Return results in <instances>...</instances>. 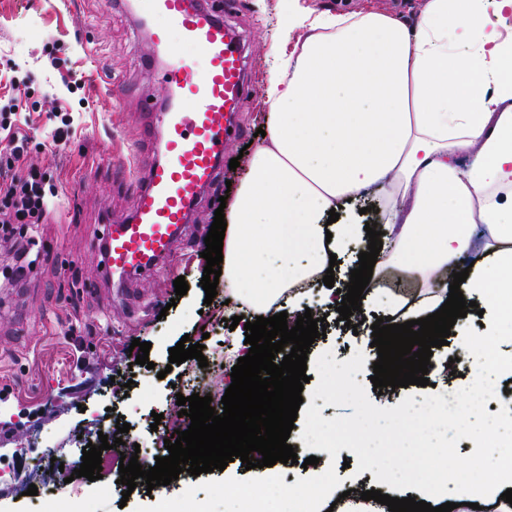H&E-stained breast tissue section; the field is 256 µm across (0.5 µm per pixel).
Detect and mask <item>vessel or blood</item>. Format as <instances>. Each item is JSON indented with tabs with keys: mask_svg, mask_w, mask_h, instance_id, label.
<instances>
[{
	"mask_svg": "<svg viewBox=\"0 0 512 512\" xmlns=\"http://www.w3.org/2000/svg\"><path fill=\"white\" fill-rule=\"evenodd\" d=\"M141 19L166 64L160 78L170 96L153 130L157 156L142 178L132 216L104 235L105 272L127 278L150 270L172 250L201 192L217 183L224 143L249 92L237 33L206 0H136ZM195 58L173 51L170 34Z\"/></svg>",
	"mask_w": 512,
	"mask_h": 512,
	"instance_id": "obj_1",
	"label": "vessel or blood"
}]
</instances>
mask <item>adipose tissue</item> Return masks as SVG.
I'll list each match as a JSON object with an SVG mask.
<instances>
[{
  "label": "adipose tissue",
  "mask_w": 512,
  "mask_h": 512,
  "mask_svg": "<svg viewBox=\"0 0 512 512\" xmlns=\"http://www.w3.org/2000/svg\"><path fill=\"white\" fill-rule=\"evenodd\" d=\"M486 2L419 0L413 32L369 9L285 15L296 42L269 46L271 119L225 214L226 296L295 323L304 287L331 255L367 251L373 223L383 247L364 293L406 266L420 290L388 297L401 321L438 311L450 292L441 276L464 269V296L492 313L512 305V30L487 23ZM374 190L378 212L360 215ZM510 488L512 472L473 475L443 449L417 495L512 512L500 499Z\"/></svg>",
  "instance_id": "obj_1"
}]
</instances>
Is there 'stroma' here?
<instances>
[{
    "label": "stroma",
    "instance_id": "35a3bbf8",
    "mask_svg": "<svg viewBox=\"0 0 512 512\" xmlns=\"http://www.w3.org/2000/svg\"><path fill=\"white\" fill-rule=\"evenodd\" d=\"M412 20L418 0H298L316 15L347 14L364 3ZM282 0H242L223 17L244 36L252 88L243 99L237 136L226 141L225 159L244 146H257L256 131L265 127L269 110L264 85L274 58L264 40L277 36L292 50L281 27ZM162 61L153 54L146 28L125 5L108 0H0V99L13 96V79L24 82L27 107L17 125L30 144L23 165L44 172L56 187L48 211L34 227L35 266L21 279L12 277V244L0 239V512H33L29 486L56 483L75 512H153L165 498L171 512H185L199 497L206 512H235L224 495V477L263 490L262 469L238 462L226 470L191 476L153 490L136 487L123 498L113 477L119 460H103L102 477L66 481L52 470L59 454L81 456L98 441L99 422L125 418L123 452L155 449L167 456V419L178 395L188 394V376L169 363V350L182 336L199 343L203 334L230 336L223 319L224 295L206 301L200 284L206 261L201 253L220 196L239 185L246 166L222 167L218 183L194 206L187 233L172 253L151 270L118 285L107 280L99 245L107 225L127 220L135 205L138 170L153 157L149 126L154 116L145 102L161 105L167 89L157 78ZM124 90L111 96L108 85ZM69 113L72 132L54 143L59 113ZM185 277L189 290L176 297L173 285ZM490 314L468 312L453 327L447 345L434 349L431 374L449 359L464 358L469 343L480 341L491 326ZM326 334L309 349L302 391L305 403L296 427L319 428L308 455L317 466L290 465L295 482L324 475L339 486L368 487L373 465L389 459L409 489H417L436 461L432 448L405 447L403 423L394 415L391 387L373 389L376 348L366 327L350 330L328 312ZM150 343V366L136 364L132 341ZM358 363L354 375H328L325 354ZM161 421H154V414ZM370 456H363L365 443Z\"/></svg>",
    "mask_w": 512,
    "mask_h": 512
}]
</instances>
